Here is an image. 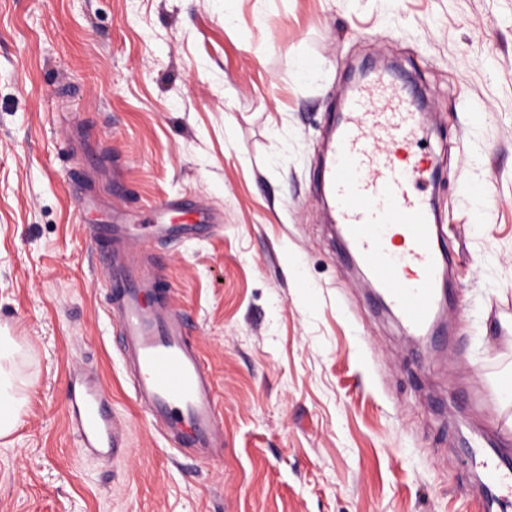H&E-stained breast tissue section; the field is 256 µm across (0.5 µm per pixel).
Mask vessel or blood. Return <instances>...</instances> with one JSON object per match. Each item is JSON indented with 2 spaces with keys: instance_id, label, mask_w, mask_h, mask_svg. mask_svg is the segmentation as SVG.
<instances>
[{
  "instance_id": "1",
  "label": "vessel or blood",
  "mask_w": 512,
  "mask_h": 512,
  "mask_svg": "<svg viewBox=\"0 0 512 512\" xmlns=\"http://www.w3.org/2000/svg\"><path fill=\"white\" fill-rule=\"evenodd\" d=\"M421 125L408 90L388 74H375L346 98L329 143L330 162L321 172L346 249L368 269L379 295L414 337L428 335L435 324L450 263L423 185L427 170L405 152ZM173 207L168 201L149 211L151 239L193 232L190 224L164 223ZM130 228V216L116 210L111 223L88 225L87 233L105 274L106 307L119 328L133 398L171 447L210 462L224 450L212 375L164 275L130 247ZM67 399L80 448L115 457L126 453V429L111 413L96 373L82 374ZM472 454L483 460L486 500L496 512H512V455L492 439Z\"/></svg>"
}]
</instances>
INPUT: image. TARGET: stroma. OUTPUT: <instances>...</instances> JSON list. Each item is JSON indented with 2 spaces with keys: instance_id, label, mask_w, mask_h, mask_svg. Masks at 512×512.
<instances>
[{
  "instance_id": "1",
  "label": "stroma",
  "mask_w": 512,
  "mask_h": 512,
  "mask_svg": "<svg viewBox=\"0 0 512 512\" xmlns=\"http://www.w3.org/2000/svg\"><path fill=\"white\" fill-rule=\"evenodd\" d=\"M385 58L429 104L453 253L430 341L341 257L317 186L352 71ZM171 199L218 217L150 245L214 377L208 464L134 403L85 231ZM0 325L28 381L0 512H483L457 454L512 421V0H0ZM78 369L126 425L121 459L78 444Z\"/></svg>"
}]
</instances>
